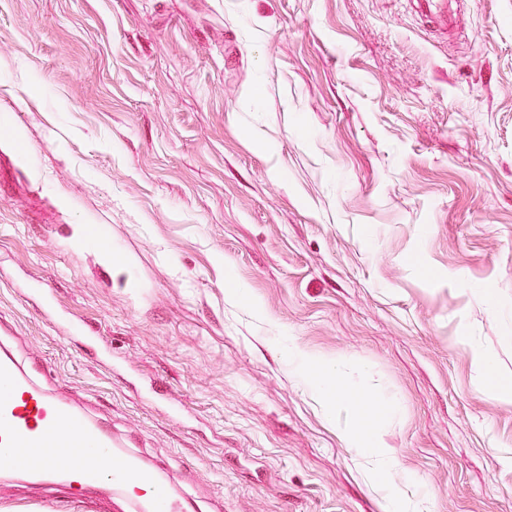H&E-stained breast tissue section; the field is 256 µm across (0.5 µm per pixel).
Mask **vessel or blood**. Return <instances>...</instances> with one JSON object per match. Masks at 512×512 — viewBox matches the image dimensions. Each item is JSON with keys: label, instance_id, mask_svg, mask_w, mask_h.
Listing matches in <instances>:
<instances>
[{"label": "vessel or blood", "instance_id": "1", "mask_svg": "<svg viewBox=\"0 0 512 512\" xmlns=\"http://www.w3.org/2000/svg\"><path fill=\"white\" fill-rule=\"evenodd\" d=\"M111 435L64 398L34 383L0 356V469L20 473L31 490L52 482L85 497L103 482L126 487L149 512H178L157 473L134 456L116 457Z\"/></svg>", "mask_w": 512, "mask_h": 512}]
</instances>
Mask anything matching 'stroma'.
<instances>
[{"instance_id":"stroma-1","label":"stroma","mask_w":512,"mask_h":512,"mask_svg":"<svg viewBox=\"0 0 512 512\" xmlns=\"http://www.w3.org/2000/svg\"><path fill=\"white\" fill-rule=\"evenodd\" d=\"M0 322L186 512H512V0H0ZM295 345L396 406L382 483Z\"/></svg>"}]
</instances>
